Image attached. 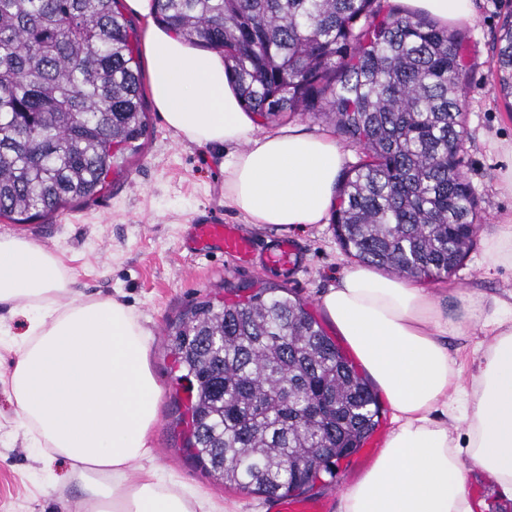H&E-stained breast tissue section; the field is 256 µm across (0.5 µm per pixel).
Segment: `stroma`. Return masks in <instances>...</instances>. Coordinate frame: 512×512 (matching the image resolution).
I'll use <instances>...</instances> for the list:
<instances>
[{"label": "stroma", "instance_id": "35a3bbf8", "mask_svg": "<svg viewBox=\"0 0 512 512\" xmlns=\"http://www.w3.org/2000/svg\"><path fill=\"white\" fill-rule=\"evenodd\" d=\"M512 0H478L475 18L463 24L468 89L465 99V167L478 203L479 234H486L503 215L512 213V195L499 188V144L512 143V112L494 87L492 44ZM148 134L141 148L117 160L109 186L95 199L73 202L33 224L0 219V233L37 240L64 259L77 296L111 295L139 315L151 331L150 364L160 386L158 422L150 435L155 463L185 485L227 500L233 512H278L275 500L247 495L224 484L199 466L183 449L177 423L187 385L167 346L168 327L192 304L223 294L225 288L251 281L285 284L294 296L321 316L319 296L350 264L332 224H318L295 237L303 245V262L293 273L243 266L213 254L194 258L182 250L184 228L197 216L211 214L226 224L244 218L224 203L227 151L182 140L171 130L152 98H145ZM446 306L455 288L487 298L512 289V271L488 267L481 243H474L455 275L427 280ZM16 347L0 341V512H76L78 491L62 484L68 466L56 462L44 469L19 427V415L6 380ZM370 463L354 454L342 461L335 477H323L311 494L336 508L338 491Z\"/></svg>", "mask_w": 512, "mask_h": 512}]
</instances>
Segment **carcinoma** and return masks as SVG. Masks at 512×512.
<instances>
[{"instance_id":"cac0c4a2","label":"carcinoma","mask_w":512,"mask_h":512,"mask_svg":"<svg viewBox=\"0 0 512 512\" xmlns=\"http://www.w3.org/2000/svg\"><path fill=\"white\" fill-rule=\"evenodd\" d=\"M194 46L224 53L246 111L325 117L365 159L341 179L342 248L413 279L449 277L475 237L463 35L384 0H154ZM135 30L119 0H0V217L30 224L103 187L147 136ZM512 110V13L494 46ZM192 401L187 449L216 479L305 493L371 436L368 381L282 284L197 303L168 334Z\"/></svg>"}]
</instances>
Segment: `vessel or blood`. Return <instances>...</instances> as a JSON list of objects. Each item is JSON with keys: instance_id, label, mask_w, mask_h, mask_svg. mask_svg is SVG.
<instances>
[{"instance_id": "b4317fda", "label": "vessel or blood", "mask_w": 512, "mask_h": 512, "mask_svg": "<svg viewBox=\"0 0 512 512\" xmlns=\"http://www.w3.org/2000/svg\"><path fill=\"white\" fill-rule=\"evenodd\" d=\"M186 250L196 255L221 253L240 264H258L280 270L294 268L301 256L297 240L283 236L272 245L259 244L241 225L225 224L202 217L187 225L183 236ZM280 512H327V504L317 498H280Z\"/></svg>"}]
</instances>
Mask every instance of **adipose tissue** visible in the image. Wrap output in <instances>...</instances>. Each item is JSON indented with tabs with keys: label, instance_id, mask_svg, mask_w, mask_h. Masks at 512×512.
<instances>
[{
	"label": "adipose tissue",
	"instance_id": "ef3b65f1",
	"mask_svg": "<svg viewBox=\"0 0 512 512\" xmlns=\"http://www.w3.org/2000/svg\"><path fill=\"white\" fill-rule=\"evenodd\" d=\"M403 3L451 25L475 14L474 0ZM144 48L166 124L196 145L231 148L224 199L248 223L288 231L327 222L344 160L333 136L257 134L221 55L157 24ZM483 254L490 267L512 268V214L486 234ZM73 285L59 254L0 234V305L26 323L9 380L26 438L42 459L67 463L77 512H220L152 464L159 386L150 331L112 297L64 302ZM320 306L389 413L381 451L341 492L337 512H475L466 458L512 499V290L460 298L449 312L426 288L354 263ZM466 319L486 338L469 360L448 348Z\"/></svg>",
	"mask_w": 512,
	"mask_h": 512
}]
</instances>
